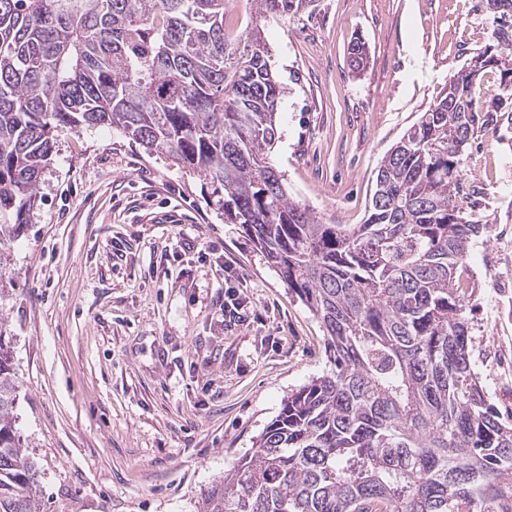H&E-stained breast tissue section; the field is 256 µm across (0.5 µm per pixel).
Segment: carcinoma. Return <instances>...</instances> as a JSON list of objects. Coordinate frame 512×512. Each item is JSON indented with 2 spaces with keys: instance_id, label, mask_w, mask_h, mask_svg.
<instances>
[{
  "instance_id": "obj_1",
  "label": "carcinoma",
  "mask_w": 512,
  "mask_h": 512,
  "mask_svg": "<svg viewBox=\"0 0 512 512\" xmlns=\"http://www.w3.org/2000/svg\"><path fill=\"white\" fill-rule=\"evenodd\" d=\"M314 0H0V265L31 221L62 129L112 126L204 175L253 250L321 323L331 370L288 395L197 512H512V415L472 366L461 215L475 131L512 112V0L377 170L362 224H326L268 161L284 94L260 22ZM499 73L490 98L473 84ZM0 324V512H40ZM225 25L229 30L241 32L250 23L252 3L250 0H228Z\"/></svg>"
}]
</instances>
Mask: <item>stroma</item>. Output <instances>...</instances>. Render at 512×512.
Returning a JSON list of instances; mask_svg holds the SVG:
<instances>
[{
    "instance_id": "stroma-1",
    "label": "stroma",
    "mask_w": 512,
    "mask_h": 512,
    "mask_svg": "<svg viewBox=\"0 0 512 512\" xmlns=\"http://www.w3.org/2000/svg\"><path fill=\"white\" fill-rule=\"evenodd\" d=\"M494 28L481 0H315L268 18L285 89L269 161L289 196L324 223H364L384 156ZM461 168L457 205L486 226L467 257L473 360L506 414L512 124L478 131ZM40 196L14 244L0 321L41 512H197L288 394L329 371L324 329L225 223L203 176L121 129L58 131ZM233 293L244 306L229 318Z\"/></svg>"
}]
</instances>
